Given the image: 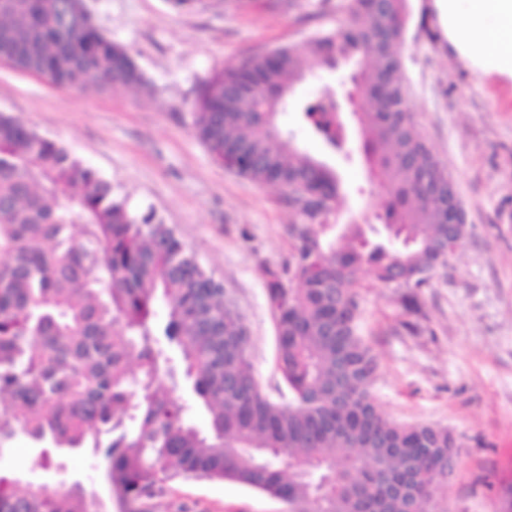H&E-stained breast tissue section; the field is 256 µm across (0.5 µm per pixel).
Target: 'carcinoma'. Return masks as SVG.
<instances>
[{
    "instance_id": "carcinoma-1",
    "label": "carcinoma",
    "mask_w": 512,
    "mask_h": 512,
    "mask_svg": "<svg viewBox=\"0 0 512 512\" xmlns=\"http://www.w3.org/2000/svg\"><path fill=\"white\" fill-rule=\"evenodd\" d=\"M408 0H351L349 18L304 43L257 52L198 89L191 130L213 160L280 187L296 215L289 256L266 270L277 367L291 395L259 387L249 329L223 285L154 212H132L112 184L60 143L0 113V446L18 435L52 452L90 448L105 464L120 512L163 494L179 477L232 480L275 495L288 512L368 509L391 480L410 503L436 499L440 464L456 455L445 429L386 419L372 396L377 357L358 334L359 273L420 296L448 244V172L419 133L401 56ZM65 89L133 88L145 78L84 0H0V59ZM311 58L352 64L349 97L359 149L386 191L381 228L339 227L340 180L276 123ZM327 86L304 104L313 134ZM167 321L158 323V308ZM177 345L183 374L210 416L188 424L163 384L174 377L160 337ZM0 474V512H89L81 485L51 489Z\"/></svg>"
}]
</instances>
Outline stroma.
Listing matches in <instances>:
<instances>
[{
  "mask_svg": "<svg viewBox=\"0 0 512 512\" xmlns=\"http://www.w3.org/2000/svg\"><path fill=\"white\" fill-rule=\"evenodd\" d=\"M97 25L122 44L148 85L66 90L0 63V112L62 143L111 182L132 212L155 211L177 228L200 265L229 290L251 336L253 373L272 401L288 404L276 363L265 271L288 254L290 209L277 189L216 163L190 130L192 104L214 72L247 56L309 39L343 23L350 0H294L275 10L204 0L190 12L166 0H85ZM401 48L417 128L448 169L468 233L422 293V333L405 331L397 290L362 269L358 330L378 357L374 401L389 419L448 429L457 464L442 489L446 512H498L512 479V78L482 71L453 46L435 0H409ZM428 18L435 38L419 28ZM293 142L331 164L344 186L343 216L385 203L359 154L330 153L298 112L278 115ZM19 436L0 449V473L52 487L81 484L107 502L102 461L84 448L34 467ZM144 512H285L232 481H172Z\"/></svg>",
  "mask_w": 512,
  "mask_h": 512,
  "instance_id": "obj_1",
  "label": "stroma"
}]
</instances>
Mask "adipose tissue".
Returning a JSON list of instances; mask_svg holds the SVG:
<instances>
[{"mask_svg":"<svg viewBox=\"0 0 512 512\" xmlns=\"http://www.w3.org/2000/svg\"><path fill=\"white\" fill-rule=\"evenodd\" d=\"M454 44L471 51L486 69L512 75V0H436Z\"/></svg>","mask_w":512,"mask_h":512,"instance_id":"ef3b65f1","label":"adipose tissue"}]
</instances>
